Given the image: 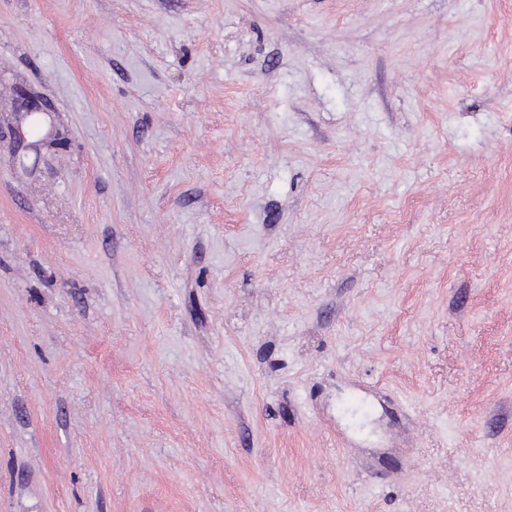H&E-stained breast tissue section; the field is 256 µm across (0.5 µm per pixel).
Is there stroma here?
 <instances>
[{"mask_svg": "<svg viewBox=\"0 0 512 512\" xmlns=\"http://www.w3.org/2000/svg\"><path fill=\"white\" fill-rule=\"evenodd\" d=\"M0 124V512H512V0H0Z\"/></svg>", "mask_w": 512, "mask_h": 512, "instance_id": "stroma-1", "label": "stroma"}]
</instances>
